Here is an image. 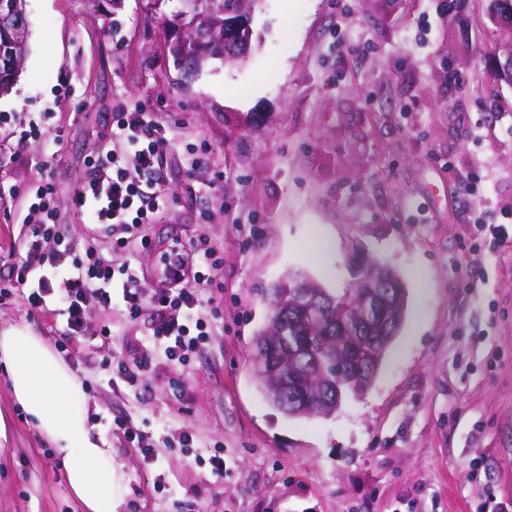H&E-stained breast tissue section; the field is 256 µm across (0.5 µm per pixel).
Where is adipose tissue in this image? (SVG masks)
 <instances>
[{
	"mask_svg": "<svg viewBox=\"0 0 512 512\" xmlns=\"http://www.w3.org/2000/svg\"><path fill=\"white\" fill-rule=\"evenodd\" d=\"M0 366L13 399L59 456L70 491L87 512H115L119 477L112 451L94 434L87 396L69 365L23 327L0 333Z\"/></svg>",
	"mask_w": 512,
	"mask_h": 512,
	"instance_id": "ef3b65f1",
	"label": "adipose tissue"
}]
</instances>
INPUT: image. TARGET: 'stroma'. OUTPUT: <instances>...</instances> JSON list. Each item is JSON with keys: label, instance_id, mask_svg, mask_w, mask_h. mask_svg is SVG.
Instances as JSON below:
<instances>
[{"label": "stroma", "instance_id": "1", "mask_svg": "<svg viewBox=\"0 0 512 512\" xmlns=\"http://www.w3.org/2000/svg\"><path fill=\"white\" fill-rule=\"evenodd\" d=\"M180 6L27 0L23 69L0 96V331L31 329L81 379L121 477L116 512H477L489 491L512 512V242L466 222L512 225V84L490 77L484 0H256L247 54L190 77L167 49ZM137 106L177 136L148 246L117 249L71 198L113 113ZM43 180L77 254L148 282L173 240L217 246L223 290L185 364L154 344L151 304L135 320L93 309L79 336L30 307L12 265ZM363 257L405 281V325L367 392L330 418H286L252 369L264 292L301 272L344 294ZM0 422V512H83L2 373ZM217 451L220 475L205 463ZM487 212H476L473 211L470 219V223L474 224L478 231L488 230L493 239L500 242L511 240V224H490L486 219ZM508 226H510V233Z\"/></svg>", "mask_w": 512, "mask_h": 512}]
</instances>
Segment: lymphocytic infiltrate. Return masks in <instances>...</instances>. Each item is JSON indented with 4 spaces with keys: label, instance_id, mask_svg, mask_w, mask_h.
Here are the masks:
<instances>
[{
    "label": "lymphocytic infiltrate",
    "instance_id": "f902f5d3",
    "mask_svg": "<svg viewBox=\"0 0 512 512\" xmlns=\"http://www.w3.org/2000/svg\"><path fill=\"white\" fill-rule=\"evenodd\" d=\"M175 138L171 127L153 121L141 109L112 115V144L87 163L88 177L72 196L77 213L107 232L134 233L142 225L155 223L164 209L165 190L159 172ZM134 163L137 177H130L127 163ZM55 192L45 181L31 191L25 257L20 279L29 280L30 306H46L55 299L65 307L67 329L81 333L92 306L111 307L113 293H121L125 311L137 318L144 299L156 309L154 336L172 361L198 349L208 334L213 313L211 269L219 262L217 248L208 238H199L191 248L174 244L163 257L161 279L145 291L137 271L128 264L114 265L94 250L84 260H70L68 250L53 260L42 259L54 214L50 200Z\"/></svg>",
    "mask_w": 512,
    "mask_h": 512
}]
</instances>
